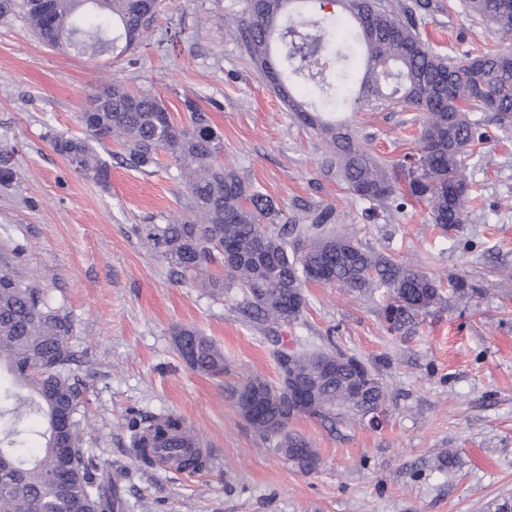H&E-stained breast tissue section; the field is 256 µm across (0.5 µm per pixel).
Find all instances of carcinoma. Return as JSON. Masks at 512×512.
Masks as SVG:
<instances>
[{"instance_id":"1","label":"carcinoma","mask_w":512,"mask_h":512,"mask_svg":"<svg viewBox=\"0 0 512 512\" xmlns=\"http://www.w3.org/2000/svg\"><path fill=\"white\" fill-rule=\"evenodd\" d=\"M241 41L260 76L313 129L353 195L392 213L406 200L427 204L432 223L444 229L473 222L468 203L475 193L466 159L479 139L472 112L512 119V47L458 58L435 52L419 31V16L432 0H240ZM469 12L503 41H512V0H466ZM18 14L47 45L90 56L116 58L138 46L157 20V0H0V17ZM364 57L356 105L414 107L423 112L418 152L394 166L364 147L348 125L308 111L287 82L285 70L318 88L326 104L343 108L342 89L351 73L343 66L336 82L327 71L356 49ZM186 123L175 124L163 100L149 89L131 90L114 81L88 99L78 135H49L54 151L73 172L107 184L108 163L93 143L111 140L124 160L147 172L163 152L173 158L181 186L180 211L162 224H136L133 231L169 271L198 280L213 297L235 288L239 308L261 326L274 346L278 381L255 375L229 391L240 417L263 439L275 441L289 462L318 452L289 430L288 375L311 388L317 409L309 416L363 422L386 415L388 391L379 370L338 348L306 350L293 342L283 360L279 328L299 321L307 308L304 288L314 283L356 296L381 297L383 327L397 332L419 323L450 295L469 303L481 289L463 276L442 281L350 236L329 234L331 212L323 208L307 224H280L279 202L224 164V143L195 102L184 101ZM20 173L0 155V185L8 189ZM25 245L0 248V512H124L118 482L98 474L81 448L78 418L83 402L72 364L70 316L44 298L41 284L12 266ZM176 347L193 371L224 374V351L193 328L176 332ZM339 357L332 377L317 373L320 360ZM263 401L250 415L242 399ZM128 428L137 447L187 430L173 414L133 413ZM43 439L41 452L22 454L30 436Z\"/></svg>"}]
</instances>
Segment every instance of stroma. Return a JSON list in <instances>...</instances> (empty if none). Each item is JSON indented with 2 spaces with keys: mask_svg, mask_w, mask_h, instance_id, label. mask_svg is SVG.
I'll list each match as a JSON object with an SVG mask.
<instances>
[{
  "mask_svg": "<svg viewBox=\"0 0 512 512\" xmlns=\"http://www.w3.org/2000/svg\"><path fill=\"white\" fill-rule=\"evenodd\" d=\"M240 28L236 0H162L147 38L115 59L50 49L22 17L0 18V149L12 151L24 174L17 188L0 190V241L26 245L25 266L46 300L74 320L85 456L120 482L126 512H495L512 502V279L498 274L500 264L512 265V122L474 115L482 133L467 162L474 222L440 228L418 202L365 220V201L329 168L319 137L254 69ZM420 31L445 56L503 46L464 0H434ZM115 79L154 90L178 121L184 98L194 99L224 139L225 163L278 199L288 223L329 206L332 229L438 279L457 273L483 288L468 305L448 303L416 330L391 334L378 298L307 286V310L282 336L315 345L330 338L366 362L390 361L379 429L344 422L330 430L307 416L291 423L317 449L318 470L301 473L224 393L252 375L276 378L271 347L240 313L237 294L216 299L171 276L132 231L178 210L170 156L150 173L110 157L102 185L73 173L52 149L50 134L80 133L87 96ZM345 118L391 163L419 148L415 108L366 107ZM181 326L223 349L224 375L186 366L173 336ZM133 412L180 415L206 444L205 465L143 467L130 444ZM447 451L456 465L437 469Z\"/></svg>",
  "mask_w": 512,
  "mask_h": 512,
  "instance_id": "35a3bbf8",
  "label": "stroma"
}]
</instances>
